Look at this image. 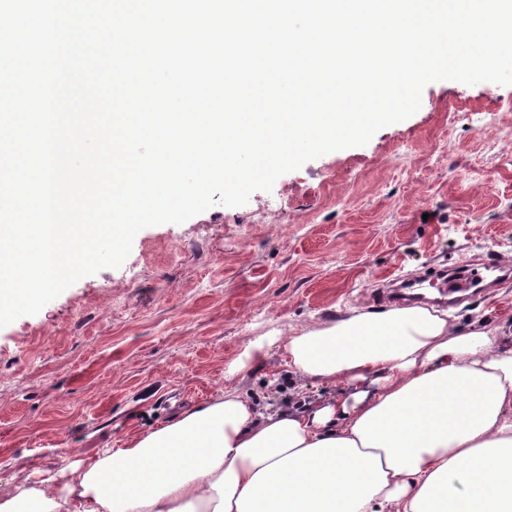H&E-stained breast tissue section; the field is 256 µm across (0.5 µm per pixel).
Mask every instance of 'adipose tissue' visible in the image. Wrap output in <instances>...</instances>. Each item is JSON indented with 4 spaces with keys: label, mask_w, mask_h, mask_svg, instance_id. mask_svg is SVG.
Masks as SVG:
<instances>
[{
    "label": "adipose tissue",
    "mask_w": 512,
    "mask_h": 512,
    "mask_svg": "<svg viewBox=\"0 0 512 512\" xmlns=\"http://www.w3.org/2000/svg\"><path fill=\"white\" fill-rule=\"evenodd\" d=\"M324 401L236 388L124 448L0 488V512H512V315L352 308L283 339Z\"/></svg>",
    "instance_id": "1"
}]
</instances>
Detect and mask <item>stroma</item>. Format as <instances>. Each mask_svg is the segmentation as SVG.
Returning <instances> with one entry per match:
<instances>
[{
    "label": "stroma",
    "mask_w": 512,
    "mask_h": 512,
    "mask_svg": "<svg viewBox=\"0 0 512 512\" xmlns=\"http://www.w3.org/2000/svg\"><path fill=\"white\" fill-rule=\"evenodd\" d=\"M512 256V85H427L364 146L307 162L240 207L140 230L116 269L0 328V483H33L64 449L123 448L225 384L275 405L323 387L252 344L370 308L373 289ZM512 280L450 308L492 325Z\"/></svg>",
    "instance_id": "obj_1"
}]
</instances>
